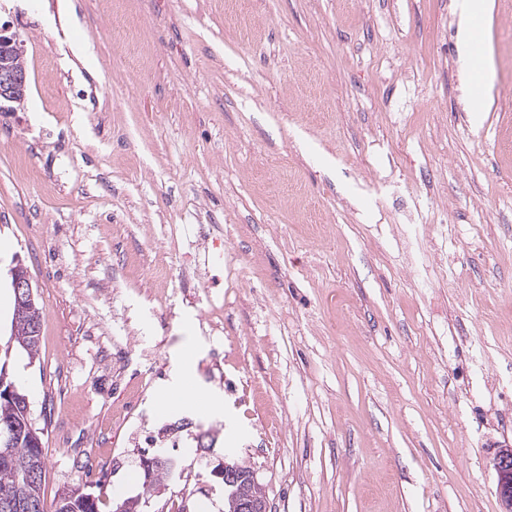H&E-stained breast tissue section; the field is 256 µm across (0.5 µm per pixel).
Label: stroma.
<instances>
[{
    "mask_svg": "<svg viewBox=\"0 0 512 512\" xmlns=\"http://www.w3.org/2000/svg\"><path fill=\"white\" fill-rule=\"evenodd\" d=\"M456 5L0 0L29 80L23 108L0 112V349L19 261L43 308L40 353L9 370L44 431L46 501L83 479L62 432L118 455L93 488L110 512L141 490L140 450L183 418L173 451L202 512L224 508L211 471L227 451L270 512H502L512 0H491L476 33L489 85L476 123ZM199 202L223 255L184 217ZM190 245L206 277L186 266ZM109 339L130 363L161 345L125 424ZM187 379L220 411L178 400Z\"/></svg>",
    "mask_w": 512,
    "mask_h": 512,
    "instance_id": "1",
    "label": "stroma"
}]
</instances>
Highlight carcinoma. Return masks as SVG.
I'll return each instance as SVG.
<instances>
[{
    "mask_svg": "<svg viewBox=\"0 0 512 512\" xmlns=\"http://www.w3.org/2000/svg\"><path fill=\"white\" fill-rule=\"evenodd\" d=\"M12 350L31 363L39 357V337L27 335V328L19 325ZM30 420L32 416L25 415L24 409L0 397V450L9 449L8 456L0 455V512H12L10 505L17 500L28 501L29 512H47L49 507L53 512H99L98 499L89 490L91 484L88 482L83 485L81 493L68 502L46 504L42 489L45 475L36 473L42 462L30 446ZM182 466V457L167 454L154 478L143 483L141 497L152 496L161 484H173Z\"/></svg>",
    "mask_w": 512,
    "mask_h": 512,
    "instance_id": "obj_1",
    "label": "carcinoma"
}]
</instances>
